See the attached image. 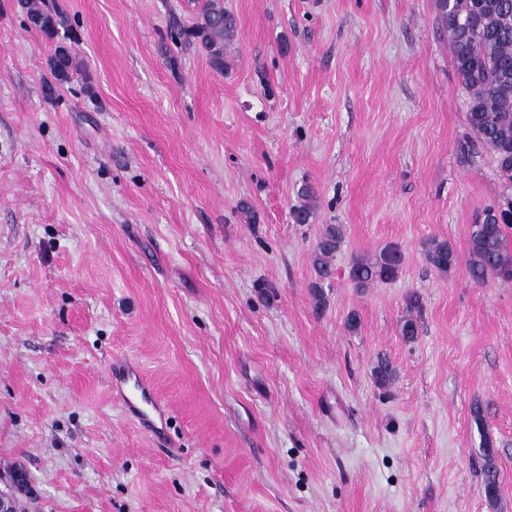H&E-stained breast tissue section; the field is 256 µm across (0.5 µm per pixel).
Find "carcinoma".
Here are the masks:
<instances>
[{
  "label": "carcinoma",
  "instance_id": "1",
  "mask_svg": "<svg viewBox=\"0 0 512 512\" xmlns=\"http://www.w3.org/2000/svg\"><path fill=\"white\" fill-rule=\"evenodd\" d=\"M19 4L35 28L47 35L55 33L56 15L43 8V0H19ZM436 10L442 28L448 33L455 69L466 94L467 123L480 144L493 151L500 176L512 183V0H436ZM236 31V17L224 9L222 0H205L197 22L178 30L177 38L195 41L219 65L224 45L234 39ZM72 67L71 48L57 46L53 60L55 77L61 81L68 79ZM299 197L303 204L293 208V220L307 224L317 194L306 186ZM510 225L511 201L505 209L485 210L482 221L474 225L467 260L473 281H512V253L507 249L505 234ZM343 238L341 226L331 224L317 242L312 263L319 279L332 277V258ZM426 260L438 272L446 273L457 264L458 257L448 241L434 240L426 250ZM402 264V251L388 245L372 262L354 260L349 275L357 287L365 288L395 280ZM483 451L486 465L482 490L493 502L497 500L499 478L492 464V441L487 436Z\"/></svg>",
  "mask_w": 512,
  "mask_h": 512
}]
</instances>
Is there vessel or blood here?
<instances>
[{"label": "vessel or blood", "mask_w": 512, "mask_h": 512, "mask_svg": "<svg viewBox=\"0 0 512 512\" xmlns=\"http://www.w3.org/2000/svg\"><path fill=\"white\" fill-rule=\"evenodd\" d=\"M109 379L112 393L126 413L144 429L158 433L166 412L139 366L127 357L113 359Z\"/></svg>", "instance_id": "b4317fda"}]
</instances>
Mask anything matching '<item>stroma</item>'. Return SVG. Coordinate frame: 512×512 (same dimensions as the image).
Segmentation results:
<instances>
[{
    "label": "stroma",
    "instance_id": "stroma-1",
    "mask_svg": "<svg viewBox=\"0 0 512 512\" xmlns=\"http://www.w3.org/2000/svg\"><path fill=\"white\" fill-rule=\"evenodd\" d=\"M48 2L53 37L0 0V488L26 473L18 512H512V282L465 263L512 183L468 126L435 0H224L220 67L174 37L197 0ZM328 224L344 243L321 283ZM389 244L398 278L354 288L352 258ZM117 356L166 404L162 438L112 396ZM344 233L340 225L330 224L320 237L312 253V263L320 280H329L333 274L332 258L340 248ZM426 260L440 273H448L458 262V257L447 240L432 241L426 250ZM492 441L489 437H484L483 451L486 457V465L484 467L482 490L484 496L491 502L497 500L499 490V478L496 467L491 463L493 452Z\"/></svg>",
    "mask_w": 512,
    "mask_h": 512
}]
</instances>
